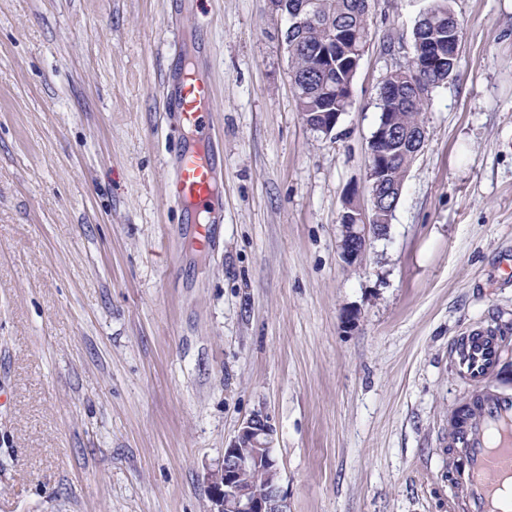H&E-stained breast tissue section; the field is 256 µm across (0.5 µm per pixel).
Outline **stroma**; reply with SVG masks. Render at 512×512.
Segmentation results:
<instances>
[{
  "label": "stroma",
  "instance_id": "1",
  "mask_svg": "<svg viewBox=\"0 0 512 512\" xmlns=\"http://www.w3.org/2000/svg\"><path fill=\"white\" fill-rule=\"evenodd\" d=\"M427 3L367 0L325 135L269 0H0V512H210L206 469L257 410L289 512H448L452 340L505 327L512 385V0H449L457 75L388 235L355 268L339 248ZM187 49L220 141L202 251L164 92Z\"/></svg>",
  "mask_w": 512,
  "mask_h": 512
}]
</instances>
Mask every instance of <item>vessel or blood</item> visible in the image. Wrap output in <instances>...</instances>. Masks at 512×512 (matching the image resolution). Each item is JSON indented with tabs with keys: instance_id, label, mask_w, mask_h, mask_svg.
<instances>
[{
	"instance_id": "1",
	"label": "vessel or blood",
	"mask_w": 512,
	"mask_h": 512,
	"mask_svg": "<svg viewBox=\"0 0 512 512\" xmlns=\"http://www.w3.org/2000/svg\"><path fill=\"white\" fill-rule=\"evenodd\" d=\"M168 84L169 105L194 136L179 153L176 196L208 212L209 222L196 227V242L205 247L213 225L224 219L223 203L214 190L213 88L193 70L173 73ZM451 354L471 395L455 423L454 441L464 463L448 512H512V388L492 384L502 366V337L477 328L457 339Z\"/></svg>"
}]
</instances>
